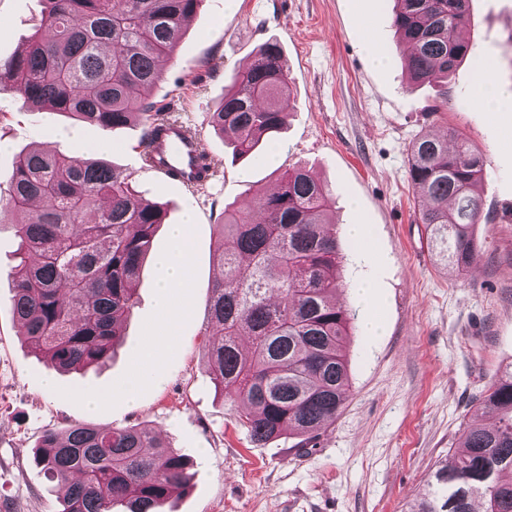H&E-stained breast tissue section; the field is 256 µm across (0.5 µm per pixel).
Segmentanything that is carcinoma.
Wrapping results in <instances>:
<instances>
[{"label":"carcinoma","instance_id":"carcinoma-1","mask_svg":"<svg viewBox=\"0 0 512 512\" xmlns=\"http://www.w3.org/2000/svg\"><path fill=\"white\" fill-rule=\"evenodd\" d=\"M44 25L26 48L0 60L23 105L66 113L104 128L142 121L143 166L176 122L140 99L160 79L158 59L175 52L183 27L204 0H47ZM393 26L410 77L442 82L468 52L458 31L471 0H393ZM282 48L265 42L232 76L212 127L233 137L240 157L254 154L286 124L288 75ZM409 178L418 191L417 221L440 260L463 272L476 263L474 230L483 220L486 160L450 129L425 134L409 149ZM36 200L46 201L40 210ZM333 198L306 169L285 171L258 197L260 216L224 210L215 263L220 275L208 304L220 331L207 349L215 386L242 405L240 423L264 444L283 435L301 446L336 417L350 384L343 353L350 315L336 304L340 246L327 219ZM11 217L22 254L12 312L21 334L43 359L69 372L109 359L116 325L134 305L135 282L164 213L145 201L131 176L100 159L61 150L20 153L0 216ZM250 339V350L239 338ZM475 411L497 422L467 424L455 453L440 461L407 512H512V365L480 394ZM35 466L65 489L61 512H164L192 479L191 460L147 427L105 429L77 423L45 431Z\"/></svg>","mask_w":512,"mask_h":512}]
</instances>
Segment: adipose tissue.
<instances>
[{"label":"adipose tissue","instance_id":"1","mask_svg":"<svg viewBox=\"0 0 512 512\" xmlns=\"http://www.w3.org/2000/svg\"><path fill=\"white\" fill-rule=\"evenodd\" d=\"M173 245L158 258L160 271L157 300L158 333L146 342L141 358L142 368L155 366L176 345L172 333L175 322L188 311L183 295L189 286L190 241L187 225L180 224L172 230Z\"/></svg>","mask_w":512,"mask_h":512}]
</instances>
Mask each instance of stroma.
I'll list each match as a JSON object with an SVG mask.
<instances>
[{"label":"stroma","instance_id":"35a3bbf8","mask_svg":"<svg viewBox=\"0 0 512 512\" xmlns=\"http://www.w3.org/2000/svg\"><path fill=\"white\" fill-rule=\"evenodd\" d=\"M224 2L204 0L144 95L194 129L219 160L217 176L197 191L143 166L141 124L104 129L22 105L11 86L0 88V196L18 152L62 149L130 174L141 196L165 210L111 360L70 374L49 368L13 318L17 240L0 223V512H60L63 492L38 473L33 450L46 429L75 423L151 427L189 456L191 484L166 512H407L435 463L456 450L473 400L512 364V109L493 117L474 99L484 62L494 64L492 82L512 86V0H472L469 54L444 88L411 83L391 0H237L232 9ZM44 10L43 0H0V58L25 47ZM270 39L283 48L291 89L274 165L263 150L234 159L210 124L231 76ZM374 50L382 65L372 61ZM451 128L491 171L476 229L482 257L461 274L432 252L408 175L411 142ZM297 166L335 197L343 277L336 301L354 316L345 346L351 387L341 412L307 446L288 436L260 446L205 363L219 336L208 316L214 254L225 207L245 208ZM189 212L191 312L174 325L176 347L130 405L118 393L156 330L155 255ZM354 223L366 228L363 244L344 232ZM361 280L372 285L374 304L357 296ZM372 317L383 324L380 335L365 332ZM84 389L110 400L87 410L75 396Z\"/></svg>","mask_w":512,"mask_h":512}]
</instances>
